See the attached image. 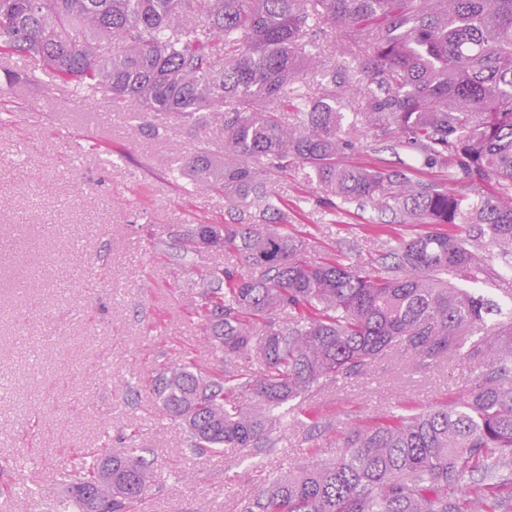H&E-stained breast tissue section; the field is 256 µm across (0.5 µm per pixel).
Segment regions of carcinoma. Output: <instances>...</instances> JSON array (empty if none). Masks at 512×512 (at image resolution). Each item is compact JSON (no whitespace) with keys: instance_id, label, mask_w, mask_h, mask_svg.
Masks as SVG:
<instances>
[{"instance_id":"carcinoma-1","label":"carcinoma","mask_w":512,"mask_h":512,"mask_svg":"<svg viewBox=\"0 0 512 512\" xmlns=\"http://www.w3.org/2000/svg\"><path fill=\"white\" fill-rule=\"evenodd\" d=\"M327 24L353 65L313 96L302 50ZM0 54L133 109L132 139L160 136L157 114L197 134L223 125L224 160L200 148L174 174L223 192L225 221L187 229L174 260L203 245L248 268L218 263L194 305L236 367L213 376L187 359L148 378L190 453L260 454L290 403L395 346L428 365L465 347L482 368L456 401L349 429L335 460L282 475L239 512H512L498 493L512 471V288L506 309L478 288L512 280V0H0ZM365 131L404 150L403 167L346 160ZM431 166L448 186L411 178ZM292 168L333 207L429 230L387 245L376 273L311 262L270 187ZM151 466L93 454L65 509L132 512Z\"/></svg>"}]
</instances>
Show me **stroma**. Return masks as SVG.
Wrapping results in <instances>:
<instances>
[{
	"label": "stroma",
	"mask_w": 512,
	"mask_h": 512,
	"mask_svg": "<svg viewBox=\"0 0 512 512\" xmlns=\"http://www.w3.org/2000/svg\"><path fill=\"white\" fill-rule=\"evenodd\" d=\"M27 62L0 57V512H57L75 465L74 448L150 449L154 485L140 512H237L239 501L274 478L333 459L353 426L395 406L461 397L479 372L464 354L427 367L400 350L313 390L294 420L258 456L230 448L191 456L180 421L165 417L145 373L183 355L217 365L200 342L192 304L216 257L196 252L171 264L175 236L224 220V197L197 193L167 176L197 148L224 156V130L203 135L156 116L166 133L131 141L129 113L98 91L73 94L32 80ZM124 151L108 165L100 148ZM306 256L376 260L387 241L422 232L371 207L329 210L295 175L276 183ZM38 488L29 498L28 488Z\"/></svg>",
	"instance_id": "1"
}]
</instances>
